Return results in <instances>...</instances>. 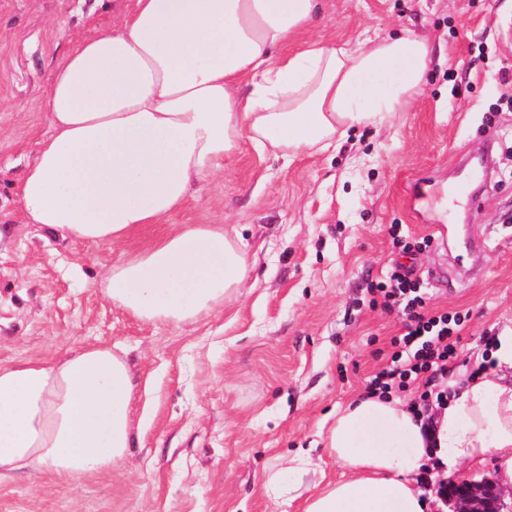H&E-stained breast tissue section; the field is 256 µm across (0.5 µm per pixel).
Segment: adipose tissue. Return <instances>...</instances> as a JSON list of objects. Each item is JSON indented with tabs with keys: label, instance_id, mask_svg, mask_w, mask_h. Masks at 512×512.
<instances>
[{
	"label": "adipose tissue",
	"instance_id": "1",
	"mask_svg": "<svg viewBox=\"0 0 512 512\" xmlns=\"http://www.w3.org/2000/svg\"><path fill=\"white\" fill-rule=\"evenodd\" d=\"M319 0H135L90 39L77 38L47 92L49 135L20 180L28 223L61 241L118 246L180 208L221 174L242 142L293 160L325 151L362 124L403 111L429 57L423 39L350 47L320 38L273 59L307 32ZM241 243L220 224H192L112 264L104 294L144 322L184 323L244 287ZM492 360L459 380L432 429L399 398L339 409L325 450L341 479L320 478L299 452L267 474L264 495L301 512H425L414 475L433 464L452 478L492 461L512 489V330ZM131 370L108 345L46 361L0 365V481L49 473L78 481L120 467L133 440Z\"/></svg>",
	"mask_w": 512,
	"mask_h": 512
}]
</instances>
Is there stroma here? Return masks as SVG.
Instances as JSON below:
<instances>
[{
  "mask_svg": "<svg viewBox=\"0 0 512 512\" xmlns=\"http://www.w3.org/2000/svg\"><path fill=\"white\" fill-rule=\"evenodd\" d=\"M133 5L0 0V365L89 344L124 351L135 426L122 467L73 484L19 475L0 483V512H300L262 483L298 451L340 476L321 433L404 332L401 313L369 293L402 262L403 242L419 247L429 308L464 318L450 373L474 375L512 328V0H323L309 37L430 41L405 111L290 163L242 143L199 196L121 246L59 242L25 222L18 196L49 133L46 89L74 37ZM423 177L480 193L417 214L408 189ZM442 222L444 243L431 232ZM212 223L242 239L250 265L222 311L151 323L104 296L100 279L122 254L174 226Z\"/></svg>",
  "mask_w": 512,
  "mask_h": 512,
  "instance_id": "stroma-1",
  "label": "stroma"
}]
</instances>
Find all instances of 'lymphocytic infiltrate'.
<instances>
[{
	"instance_id": "1",
	"label": "lymphocytic infiltrate",
	"mask_w": 512,
	"mask_h": 512,
	"mask_svg": "<svg viewBox=\"0 0 512 512\" xmlns=\"http://www.w3.org/2000/svg\"><path fill=\"white\" fill-rule=\"evenodd\" d=\"M383 306H398L406 317L405 332L393 342L390 363L371 377L368 394L386 395L405 391L418 382L427 383L421 407L442 404L443 392L431 390L430 384L444 375L449 358L456 352L463 320L445 310H427L421 283L413 268L398 267L373 288Z\"/></svg>"
}]
</instances>
